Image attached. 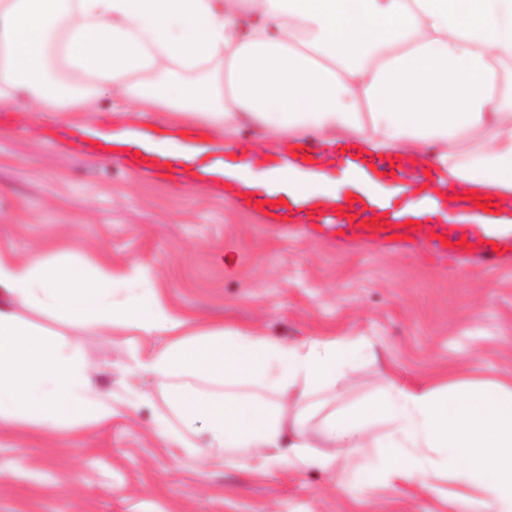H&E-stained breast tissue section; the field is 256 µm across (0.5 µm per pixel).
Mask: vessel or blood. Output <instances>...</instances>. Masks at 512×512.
<instances>
[{"label":"vessel or blood","instance_id":"1","mask_svg":"<svg viewBox=\"0 0 512 512\" xmlns=\"http://www.w3.org/2000/svg\"><path fill=\"white\" fill-rule=\"evenodd\" d=\"M111 147L125 168L173 185H206L261 223L283 230L299 224L312 236L381 252L423 246L438 259L491 263L512 256V238L496 241L448 221L456 210L481 220L512 217V195L481 209L467 200L468 184H449L447 171L420 151L370 156L357 138L340 147L288 137L264 149L249 140L205 139L173 126L127 129Z\"/></svg>","mask_w":512,"mask_h":512}]
</instances>
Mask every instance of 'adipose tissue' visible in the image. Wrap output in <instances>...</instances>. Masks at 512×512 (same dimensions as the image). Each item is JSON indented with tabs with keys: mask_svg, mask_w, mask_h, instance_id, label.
I'll use <instances>...</instances> for the list:
<instances>
[{
	"mask_svg": "<svg viewBox=\"0 0 512 512\" xmlns=\"http://www.w3.org/2000/svg\"><path fill=\"white\" fill-rule=\"evenodd\" d=\"M512 0H0V112L33 107L70 124L110 93L127 111L221 131L244 122L302 138L339 131L369 151L436 148L449 181L512 194ZM135 267L74 266L0 253V427H111L101 370L80 346L33 328L32 309L92 334L163 336L125 371L168 382L186 425L247 470L280 460L336 474L323 442L380 448L369 479L429 490L448 512H512V380L409 385L322 418L310 433L289 403L341 387L359 339L290 343L206 324L144 286ZM260 393L244 396L238 389ZM386 424L380 434L376 425Z\"/></svg>",
	"mask_w": 512,
	"mask_h": 512,
	"instance_id": "adipose-tissue-1",
	"label": "adipose tissue"
}]
</instances>
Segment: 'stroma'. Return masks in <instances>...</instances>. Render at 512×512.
Segmentation results:
<instances>
[{"label": "stroma", "mask_w": 512, "mask_h": 512, "mask_svg": "<svg viewBox=\"0 0 512 512\" xmlns=\"http://www.w3.org/2000/svg\"><path fill=\"white\" fill-rule=\"evenodd\" d=\"M0 252L27 261L134 265L153 287L204 321L288 342L357 337L368 354L325 408L358 402L378 368L412 380L512 378V258L496 268L437 264L420 250L375 254L260 223L201 186L171 191L75 141L0 129ZM35 327L81 344L103 372L118 413L111 428L0 429V512H441L452 486L395 491L368 481L380 451L338 455L335 475L313 469L258 476L199 447H162L175 420L164 385L125 372L160 339L92 336L36 312ZM148 397L123 409L131 393Z\"/></svg>", "instance_id": "35a3bbf8"}]
</instances>
